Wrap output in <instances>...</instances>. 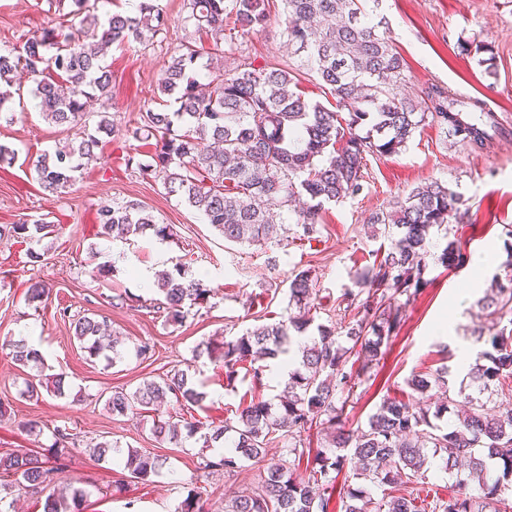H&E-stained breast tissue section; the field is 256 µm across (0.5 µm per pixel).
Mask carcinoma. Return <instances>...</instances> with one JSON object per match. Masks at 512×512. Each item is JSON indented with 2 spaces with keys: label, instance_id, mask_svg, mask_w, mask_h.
I'll return each instance as SVG.
<instances>
[{
  "label": "carcinoma",
  "instance_id": "cac0c4a2",
  "mask_svg": "<svg viewBox=\"0 0 512 512\" xmlns=\"http://www.w3.org/2000/svg\"><path fill=\"white\" fill-rule=\"evenodd\" d=\"M100 0H71L69 15L78 27L63 34L54 27L25 40L18 53H0V84H10L22 69L34 83L35 107L58 125L78 128L80 139L54 153L39 156L35 165L42 188L51 193L75 181L78 161H92L102 138L113 132L101 116L87 125L86 104L91 98L109 99L112 71L104 51L112 44L142 42L165 25L157 0H139L132 14H96ZM288 44L301 56L300 66L313 69L336 107L333 111L290 89L298 82L291 68L257 65L241 57L236 65L218 75H193L200 50L183 44L163 70L160 92L173 99L172 112H148L142 126L143 140L155 139L151 162L141 169L162 174L168 193L178 196L219 230L224 241L261 244L275 239L282 229L281 210L301 202L296 226L302 236L317 231L324 205L357 196L363 190L367 155L393 154L413 133L431 120L461 141L480 148L497 129L485 103L472 98L467 110L459 109L451 90L432 86L414 100L401 95L406 67L387 30L371 19L370 0H283ZM270 0H187L185 25L198 38L233 44L267 24ZM463 199L448 187L434 182L417 187L402 200L371 214L370 224H381L390 238L389 248L357 279L360 292L347 299L343 317L350 318L344 346L336 340V327L317 325L318 335L298 349V366L289 374L278 403L253 400L236 424L204 428L200 422L174 417L154 418L151 435L174 445L196 438L203 448L224 447L232 434L233 451L203 457L199 468L232 471L244 461L262 462L265 450L276 437L288 441L287 454L302 456V435L314 428L323 432L328 449L321 450L309 474L296 473L295 463L270 462L261 484L224 504V512H327L326 490L334 487L352 451L356 460L352 478L380 485L412 484L426 479L428 465L439 460L455 474L459 493L436 502L433 512H512L506 491L512 488V274L496 280L495 288L477 301L478 318L500 329L484 336L483 327L471 331L474 342L490 349L477 354L459 389L449 386V370L415 375L412 390L424 394L437 389L444 398L434 407H415L388 399L354 431L340 427L354 388L383 359L382 348L401 327L402 306L398 296L414 297L424 285L427 239L431 230L458 218ZM101 234L114 241H129L148 230L167 236L147 207L139 202H114L97 211ZM49 224L0 225V236L40 242ZM157 290L163 300L157 309L171 321H181L209 294L204 284L175 271L158 274ZM366 297H361V294ZM313 278L310 270L294 275L289 303L298 312L278 322L258 326L219 343L208 341L193 350V358L207 356L224 364L227 384L238 367L290 353V331L305 332L313 323ZM73 336L91 359L104 358L112 365L122 359L118 338L101 340V323L87 315L73 320ZM12 359L23 367L43 364V355L24 339L5 340ZM474 387L478 396L465 393ZM64 393V378L52 375L36 383L25 382L21 395L37 398L41 390ZM198 405L206 393L199 390L186 370H174L147 386L127 393L114 390L106 399L107 410L124 416L150 411L168 396ZM466 407L443 430L432 424L451 412L456 398ZM76 446L65 426L50 430L43 457L6 453L0 455V474L11 478L4 488L50 490L43 512H82L87 497L83 487L59 488L61 460ZM102 461L124 462L138 479L156 476L164 461L136 449L122 451L118 442L104 440L91 448ZM344 512H421L405 497L372 498L366 489L348 485Z\"/></svg>",
  "mask_w": 512,
  "mask_h": 512
}]
</instances>
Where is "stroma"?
Listing matches in <instances>:
<instances>
[{
    "mask_svg": "<svg viewBox=\"0 0 512 512\" xmlns=\"http://www.w3.org/2000/svg\"><path fill=\"white\" fill-rule=\"evenodd\" d=\"M158 4L167 16L162 31L150 41L114 45L107 51L112 99L94 101L90 110L106 113L113 133L104 137L97 159L83 163L65 192L44 191L35 164L41 153L74 140L75 133L35 109L30 81L11 88L13 121L0 119V145L15 154L12 162L0 164V225L40 215L52 224L51 233L34 247L41 255L37 261L28 257V243L0 239V341L26 338L44 356L43 368L23 367L8 350L0 349V406L6 410L0 416V455L41 451L48 428L69 427L77 434L78 445L66 459L67 470L88 492L84 512H174L192 489L200 492L207 512H224L226 500L255 485L262 464L246 462L232 473L198 470L201 448L194 440L180 447L158 442L149 432L150 418L132 413L113 416L104 406V395L116 387L132 392L170 370L189 367L206 399L190 406L172 398L165 412L220 425L236 420L238 407L251 397L270 400L281 394L287 379L275 374V360H267L261 380L242 368L230 385L223 364L193 359L194 347L288 316L290 281L304 269L315 275L313 299L319 306L308 335H316L318 325L339 324L346 292L356 291L359 274L389 247L383 226L370 225L369 215L404 198L414 187L440 182L461 193L467 213L448 229L431 232L425 285L406 302L403 322L385 350L376 379L356 388L347 409V428L365 424L383 400L418 403L419 394L408 385L413 374L446 366L451 370L450 384L459 386L467 372L459 352L473 345L476 302L491 288L493 275L506 274L512 258V237L505 233L512 226V0H381L376 16L387 23L406 62L404 94L416 99L437 84L464 97L480 98L507 133L475 149L426 122L398 153L369 155L363 191L326 206L311 237H298L295 216L288 213L280 244L268 246L225 243L198 212L167 194L153 171L120 162L145 113L166 109L158 77L174 47L195 40L192 29L181 23L184 0ZM284 18L281 0H274L267 25L239 40L238 54L260 64L298 68L300 90L334 107L318 75L299 69V59L283 34ZM70 26V16L50 0H0L1 52L41 35L44 28ZM479 43L493 46L495 74L479 66ZM115 199L144 204L157 225L169 228V237L149 231L129 245L102 237L97 210ZM451 241L465 257L462 265L448 267L440 261ZM105 263L114 269L111 279L94 278L96 268ZM177 264L188 276L202 280L210 294L197 312L174 324L154 308L159 297L154 280L159 271ZM35 280L50 289L48 300L38 305L26 300ZM455 300L461 309L449 334L433 335L436 320ZM91 313L106 320L122 339V361L111 366L102 359L92 362L74 345L72 320ZM143 341L155 351L147 361L135 356L136 345ZM42 373L64 375V395L45 392L36 400L21 396L25 380ZM30 421L38 422L39 431L26 430ZM102 439L162 458V472L143 481L133 478L123 464L94 460L88 448ZM453 485L447 471L434 465L424 482L375 487L371 493L377 499L388 494L412 498L431 512Z\"/></svg>",
    "mask_w": 512,
    "mask_h": 512,
    "instance_id": "35a3bbf8",
    "label": "stroma"
}]
</instances>
